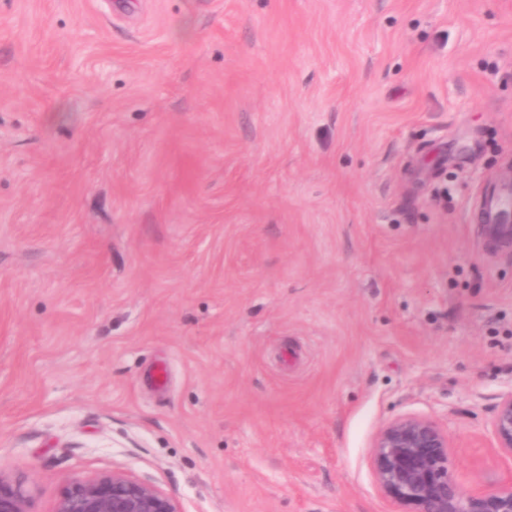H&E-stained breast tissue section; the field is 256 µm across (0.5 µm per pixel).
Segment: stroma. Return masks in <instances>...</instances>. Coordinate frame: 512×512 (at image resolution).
<instances>
[{
  "mask_svg": "<svg viewBox=\"0 0 512 512\" xmlns=\"http://www.w3.org/2000/svg\"><path fill=\"white\" fill-rule=\"evenodd\" d=\"M510 173L512 0H0V476L398 512L416 414L512 483ZM510 187L505 185L495 198L481 200L478 207L479 224H487L489 238L497 245L512 247V225L509 224ZM507 214L506 223L500 219ZM490 435L494 448L512 456V390L505 394L491 421Z\"/></svg>",
  "mask_w": 512,
  "mask_h": 512,
  "instance_id": "1",
  "label": "stroma"
}]
</instances>
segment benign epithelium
Segmentation results:
<instances>
[{"label": "benign epithelium", "instance_id": "benign-epithelium-1", "mask_svg": "<svg viewBox=\"0 0 512 512\" xmlns=\"http://www.w3.org/2000/svg\"><path fill=\"white\" fill-rule=\"evenodd\" d=\"M489 238L512 247V225L491 224ZM494 447L512 455V391L491 421ZM448 431L436 421L405 415L385 423L369 449L378 492L399 512H512V484L488 485L466 493L454 479ZM30 496L0 476V512H31ZM55 512H181L178 503L154 486L123 472L104 473L69 484Z\"/></svg>", "mask_w": 512, "mask_h": 512}]
</instances>
